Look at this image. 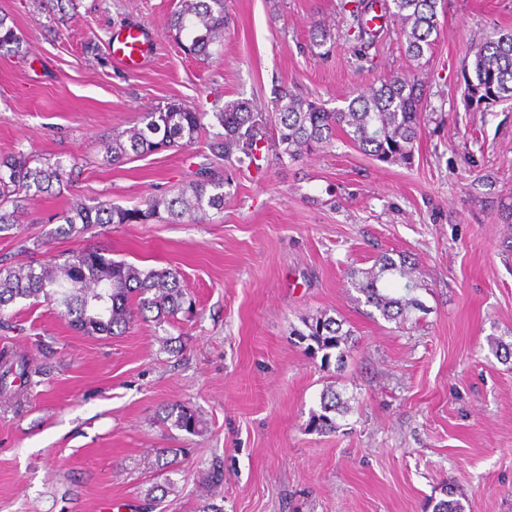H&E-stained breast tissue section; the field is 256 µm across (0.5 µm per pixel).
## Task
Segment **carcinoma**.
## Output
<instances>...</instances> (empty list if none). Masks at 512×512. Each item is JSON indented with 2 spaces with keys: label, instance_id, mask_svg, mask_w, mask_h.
Segmentation results:
<instances>
[{
  "label": "carcinoma",
  "instance_id": "carcinoma-1",
  "mask_svg": "<svg viewBox=\"0 0 512 512\" xmlns=\"http://www.w3.org/2000/svg\"><path fill=\"white\" fill-rule=\"evenodd\" d=\"M374 4L375 0H357L356 8L350 10L360 42L372 36L363 15ZM443 4L444 0H381L384 14L400 26L410 58L419 60L433 49ZM225 25L224 0H180V9L171 18L176 39H186L183 48L197 58L212 55L211 48L224 37ZM23 42L22 33L8 23V15L1 13L0 50L17 51ZM471 69L473 76H464L468 102L493 106L512 100V34L502 33L483 43ZM421 102V84L413 77L384 80L347 99L346 106L333 109L286 88L267 117L245 100L228 102L210 116L168 102L144 113L142 125L113 134L105 147L106 162L119 163L131 153L188 146L209 116L223 132L208 143V148L214 157L225 161H259V143L269 121L277 132L278 149L292 160L331 146L341 133L365 154L381 161L407 163L420 136ZM74 167L71 162L42 161L23 152L1 157L0 234L18 223L26 202L69 182ZM212 209H224V177L202 168L188 187L170 199L151 196L133 208L75 199L54 218L61 224L59 233L70 235L79 231V224H147L161 217L163 211L173 222L200 221ZM414 269L408 255L400 253L395 258L385 253L369 270L350 273V285L358 293L357 301L374 308L382 319L405 325L412 321L413 312L425 311L424 303L415 295L419 285L413 278ZM40 298L62 307L70 328L87 336H119L138 320L170 324L194 306L177 272L116 261L97 248L74 250L61 263L32 260L0 266V312L21 300ZM344 324V320L324 313L308 325L309 333L301 334V338L317 345L324 364H330L333 357L340 366L353 336L352 329H343ZM38 372L34 354L0 351V394L9 391L16 399L23 398L32 375ZM349 412L348 401L330 385L320 394L319 410L311 413L309 425L319 432H334L337 419ZM162 421L188 434L197 433L200 425L197 413L179 402L162 408ZM180 453L179 448H158L147 462L148 469L163 471L171 465L168 457ZM205 473L206 494L196 512H224V470L213 463ZM444 493L446 498L437 501L432 512H464L452 487Z\"/></svg>",
  "mask_w": 512,
  "mask_h": 512
}]
</instances>
